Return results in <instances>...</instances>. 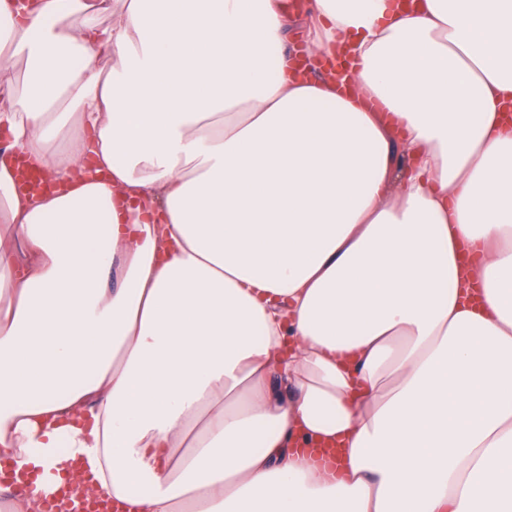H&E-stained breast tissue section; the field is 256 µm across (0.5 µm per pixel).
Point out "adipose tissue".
<instances>
[{
  "label": "adipose tissue",
  "instance_id": "obj_1",
  "mask_svg": "<svg viewBox=\"0 0 512 512\" xmlns=\"http://www.w3.org/2000/svg\"><path fill=\"white\" fill-rule=\"evenodd\" d=\"M511 103L512 0H0V512H512Z\"/></svg>",
  "mask_w": 512,
  "mask_h": 512
}]
</instances>
